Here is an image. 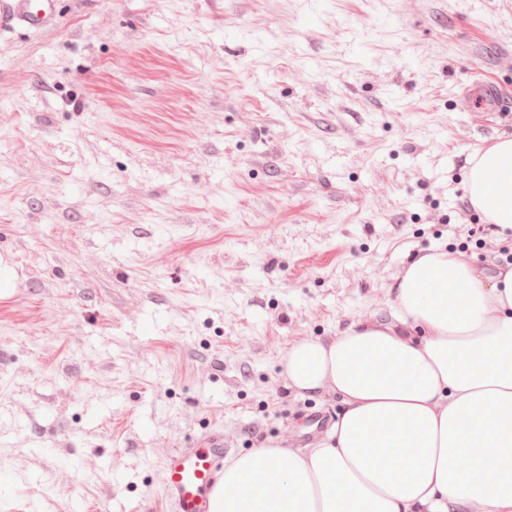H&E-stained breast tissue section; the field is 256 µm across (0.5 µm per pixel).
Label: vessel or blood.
Returning a JSON list of instances; mask_svg holds the SVG:
<instances>
[{
  "label": "vessel or blood",
  "instance_id": "obj_1",
  "mask_svg": "<svg viewBox=\"0 0 512 512\" xmlns=\"http://www.w3.org/2000/svg\"><path fill=\"white\" fill-rule=\"evenodd\" d=\"M56 0H0V31L54 27ZM225 457L224 434L211 432L175 449L166 462L164 495L174 512H209V495Z\"/></svg>",
  "mask_w": 512,
  "mask_h": 512
}]
</instances>
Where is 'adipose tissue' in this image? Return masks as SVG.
<instances>
[{
  "label": "adipose tissue",
  "instance_id": "adipose-tissue-1",
  "mask_svg": "<svg viewBox=\"0 0 512 512\" xmlns=\"http://www.w3.org/2000/svg\"><path fill=\"white\" fill-rule=\"evenodd\" d=\"M467 192L512 230V137L471 156ZM388 311L288 346L285 387L342 409L314 447L225 460L210 512H512V265L422 255Z\"/></svg>",
  "mask_w": 512,
  "mask_h": 512
}]
</instances>
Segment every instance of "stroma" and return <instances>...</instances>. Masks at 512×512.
<instances>
[{"label": "stroma", "mask_w": 512, "mask_h": 512, "mask_svg": "<svg viewBox=\"0 0 512 512\" xmlns=\"http://www.w3.org/2000/svg\"><path fill=\"white\" fill-rule=\"evenodd\" d=\"M498 86L499 111L469 106ZM512 0H57L0 33V512H172L165 462L321 440L280 359L411 257L494 270ZM471 206L490 224L512 230V137L504 135L468 160Z\"/></svg>", "instance_id": "stroma-1"}]
</instances>
